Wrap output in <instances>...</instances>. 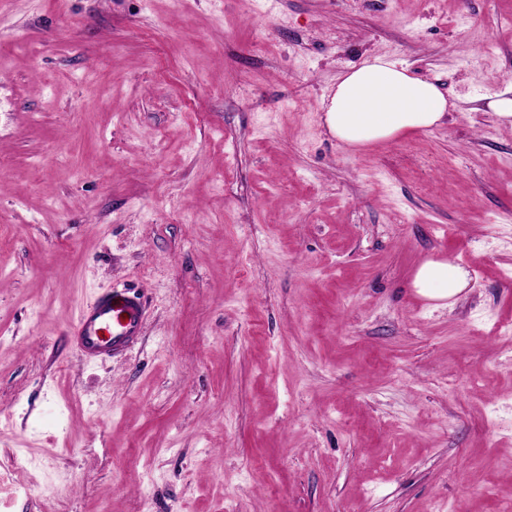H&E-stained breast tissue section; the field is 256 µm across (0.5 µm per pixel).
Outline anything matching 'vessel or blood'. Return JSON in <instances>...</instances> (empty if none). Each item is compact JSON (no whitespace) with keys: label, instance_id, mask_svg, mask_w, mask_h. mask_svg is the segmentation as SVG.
Segmentation results:
<instances>
[{"label":"vessel or blood","instance_id":"1","mask_svg":"<svg viewBox=\"0 0 512 512\" xmlns=\"http://www.w3.org/2000/svg\"><path fill=\"white\" fill-rule=\"evenodd\" d=\"M143 312L138 294L113 286L80 311L70 342L85 357L123 354L142 334Z\"/></svg>","mask_w":512,"mask_h":512}]
</instances>
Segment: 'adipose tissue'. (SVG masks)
I'll return each instance as SVG.
<instances>
[{
	"label": "adipose tissue",
	"instance_id": "adipose-tissue-1",
	"mask_svg": "<svg viewBox=\"0 0 512 512\" xmlns=\"http://www.w3.org/2000/svg\"><path fill=\"white\" fill-rule=\"evenodd\" d=\"M325 123L336 141L355 149L431 130L450 103L437 85L387 56H368L343 73L328 96ZM468 270L446 259H425L413 278L415 292L430 300L457 297L468 288Z\"/></svg>",
	"mask_w": 512,
	"mask_h": 512
}]
</instances>
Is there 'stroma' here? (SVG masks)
Wrapping results in <instances>:
<instances>
[{
	"label": "stroma",
	"instance_id": "35a3bbf8",
	"mask_svg": "<svg viewBox=\"0 0 512 512\" xmlns=\"http://www.w3.org/2000/svg\"><path fill=\"white\" fill-rule=\"evenodd\" d=\"M371 55L444 123L337 143ZM510 85L512 0H0V512H501ZM118 282L143 336L86 361ZM468 270L450 260L425 259L413 278L415 292L429 300H445L460 295L468 288ZM143 312L138 294L125 286H112L80 311L70 343L85 357L121 355L141 336Z\"/></svg>",
	"mask_w": 512,
	"mask_h": 512
}]
</instances>
